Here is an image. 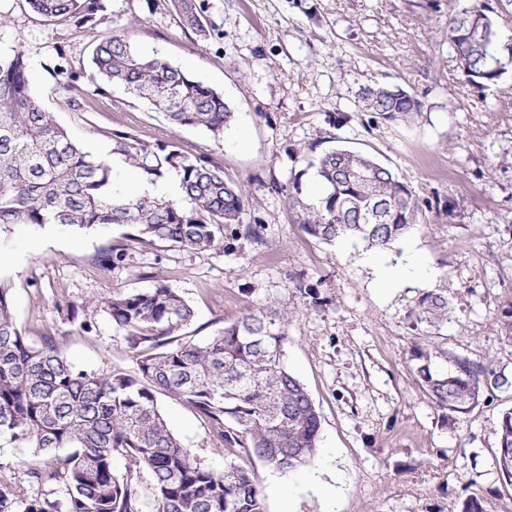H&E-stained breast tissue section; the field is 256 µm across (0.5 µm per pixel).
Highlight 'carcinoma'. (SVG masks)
I'll list each match as a JSON object with an SVG mask.
<instances>
[{
  "label": "carcinoma",
  "mask_w": 512,
  "mask_h": 512,
  "mask_svg": "<svg viewBox=\"0 0 512 512\" xmlns=\"http://www.w3.org/2000/svg\"><path fill=\"white\" fill-rule=\"evenodd\" d=\"M47 19L95 25L104 0H27ZM184 28L207 39L204 4L173 0ZM500 17L484 5L448 19V40L466 80L483 88L512 68V43L500 38ZM105 85H118L163 113L176 127H201L218 138L234 121L224 95L164 56L135 52L124 33L109 32L93 49ZM358 108L368 126L409 123L421 102L388 86L364 87ZM116 150L149 181L167 166L178 170L181 198L131 197L116 188L112 168L76 143L34 95L22 42L0 52V226L56 224L77 229L135 227L138 236L184 250H209L232 227L264 243L258 224H243V188L222 168L192 158L174 143L150 148L130 132H115ZM321 195L302 197L288 183L285 202L296 223L325 243L358 238L384 249L417 221L419 202L408 183L373 156L337 147L307 161ZM123 331L138 376L121 369L77 368L47 338L28 343L13 313L10 285L0 279V441L31 450L29 477L55 483L62 496L17 495L0 489V512H265L255 472L228 461L217 472L190 456L161 414L160 395L191 407L224 452L256 458L286 474L315 458L320 414L302 381L285 362L288 330L276 309L249 313L204 343L187 335L193 306L159 283L148 291L117 289L104 301ZM417 321L448 319V298L430 291ZM418 350L417 374L431 400L453 415L474 408L483 392L512 381L487 366L456 359L451 371L432 367ZM123 461L116 471L113 462ZM496 464L512 483V411L502 415Z\"/></svg>",
  "instance_id": "cac0c4a2"
}]
</instances>
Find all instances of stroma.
<instances>
[{"label":"stroma","instance_id":"obj_1","mask_svg":"<svg viewBox=\"0 0 512 512\" xmlns=\"http://www.w3.org/2000/svg\"><path fill=\"white\" fill-rule=\"evenodd\" d=\"M473 0H204L208 39L186 30L171 0H106L100 24L50 20L26 0H0V51L23 42L35 96L92 156L108 161L129 189L130 165L114 131L150 145L177 144L224 171L244 190V223L260 221L263 243L225 238L216 250L186 251L134 239L130 225L96 230L12 224L0 230V278L10 283L16 320L31 345L53 339L78 368L136 369L122 333L98 302L114 289L165 283L195 310L189 333L202 343L225 324L274 306L288 323L286 362L321 416L318 450L289 474L252 461L266 512H512V483L496 455L512 390L485 391L478 406L446 423L413 367L416 350L439 351L436 367L466 358L512 379V341L500 324L512 312V73L469 85L448 40V19ZM135 50L158 53L205 74L235 114L217 139L169 125L121 88L100 93L91 58L110 31ZM62 63L64 74L52 67ZM72 89H65V82ZM401 87L423 103L413 122L368 128L361 88ZM343 146L373 155L407 182L418 221L380 251L385 265L411 257L431 276L381 289L360 241L325 244L307 235L280 192L306 161ZM124 256L101 269L112 246ZM448 298V319L417 323L420 298ZM92 303L90 330L68 302ZM169 428L188 453L216 471L226 455L187 405L159 397ZM30 452L0 445V486L32 493Z\"/></svg>","mask_w":512,"mask_h":512}]
</instances>
